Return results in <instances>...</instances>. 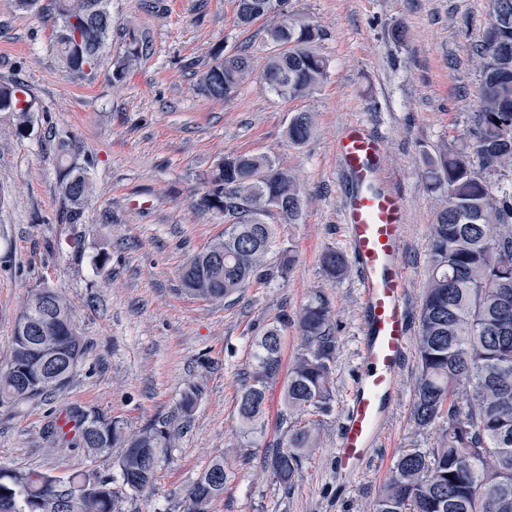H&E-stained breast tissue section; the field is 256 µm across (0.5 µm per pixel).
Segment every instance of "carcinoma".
Returning <instances> with one entry per match:
<instances>
[{"instance_id":"1","label":"carcinoma","mask_w":512,"mask_h":512,"mask_svg":"<svg viewBox=\"0 0 512 512\" xmlns=\"http://www.w3.org/2000/svg\"><path fill=\"white\" fill-rule=\"evenodd\" d=\"M272 0H237V17L249 26L266 16ZM108 0H55V48L63 66L77 76L92 72L111 32ZM502 13L492 14L476 48L480 69L476 114L470 140L450 141L429 170L447 200L430 224L429 275L418 313L415 347L418 373L413 384L411 416L418 427L443 418L446 426L437 447L403 452L383 485L373 512H512V192L493 193V180L512 175V0H493ZM267 41L281 48L263 69V82L277 96L311 95L326 76V62L315 50L319 29L306 21L285 20L267 30ZM132 34L125 54L113 64L112 80L124 79L146 52ZM249 59L226 60L218 49L199 77V94L214 100L234 97L249 75ZM20 83L0 84V112L12 116L7 134L23 137L31 123L32 104L17 107ZM313 117L298 112L287 128L295 146L313 134ZM480 158L472 169L468 152ZM205 191L195 201L204 212L224 215V236L192 256L180 273L181 291L202 300H222L252 283L285 278L291 250L268 263L275 238L266 218L296 223L301 186L286 167L266 156L227 155L203 177ZM63 219L82 224L92 186L86 169L64 163L58 181ZM321 263L334 279L343 276V253L328 250ZM302 346L294 356L283 387V402L292 415L307 418L289 425L284 441L273 446L268 464L277 480L292 485L306 450L319 445L318 420L334 401L336 320L329 297L312 292L296 316ZM283 314L253 343L249 382L238 401V415L248 432L265 413L270 381L282 369ZM85 343L72 321L71 305L54 288L27 295L11 339L9 361L0 368V405L50 396L69 382ZM199 388L183 392L179 409L190 415ZM72 433L53 420L49 438L73 440L98 456L120 449L117 465L122 486L140 493L153 484L160 457L173 447L168 419H155L131 433L125 424L78 407L63 413ZM57 476L0 468V512H41L54 497ZM69 497L53 512H118L112 478L94 471L64 478ZM224 460L212 461L187 490L188 512H211L224 493Z\"/></svg>"}]
</instances>
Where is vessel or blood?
<instances>
[{
	"label": "vessel or blood",
	"instance_id": "b4317fda",
	"mask_svg": "<svg viewBox=\"0 0 512 512\" xmlns=\"http://www.w3.org/2000/svg\"><path fill=\"white\" fill-rule=\"evenodd\" d=\"M380 151L379 140L358 123L336 144L348 181L342 222L358 272L364 333L334 452L336 468L347 480L360 473L381 437L409 350V275L401 258L404 204L383 184Z\"/></svg>",
	"mask_w": 512,
	"mask_h": 512
}]
</instances>
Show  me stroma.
Listing matches in <instances>:
<instances>
[{"instance_id": "obj_1", "label": "stroma", "mask_w": 512, "mask_h": 512, "mask_svg": "<svg viewBox=\"0 0 512 512\" xmlns=\"http://www.w3.org/2000/svg\"><path fill=\"white\" fill-rule=\"evenodd\" d=\"M492 8V0H288L289 18L318 28L315 48L327 76L314 94L283 99L260 78L266 31L280 18L238 25L235 0H109L112 32L91 79L58 60L52 0L26 13L0 0V84L22 82L34 110L30 136L0 139V368L24 298L45 285L68 298L87 344L64 389L0 406V465L61 477L94 470L113 477L119 512H186L189 486L220 456L229 480L212 512H372L397 457L435 447L445 422L421 429L411 421L418 358L409 355L381 441L353 481L337 478L333 450L363 333L355 267L333 280L321 265L327 248L349 250L336 141L358 122L382 142L386 183L406 201L407 302L418 313L429 226L445 198L427 176V161L474 125L475 49ZM398 28L403 38L394 37ZM132 33L149 49L122 81H112ZM218 48L251 56L250 76L225 102L196 90ZM297 112L314 113L316 124L298 147L286 135ZM62 139L94 187L82 224L59 218ZM244 153L269 156L299 178L301 216L276 226L277 247L291 248L295 262L287 278L228 299L191 298L180 290V272L225 229L223 215L194 208L193 195L224 155ZM316 288L329 295L337 324L335 399L320 419V446L305 454L287 488L263 466L282 429L281 382L269 388L255 438L241 431L238 398L255 336L283 314L290 318L283 362L291 364L301 344L295 318ZM193 385L201 390L196 409L142 494L123 491L116 454L56 448L45 433L71 406L136 430L177 413Z\"/></svg>"}]
</instances>
